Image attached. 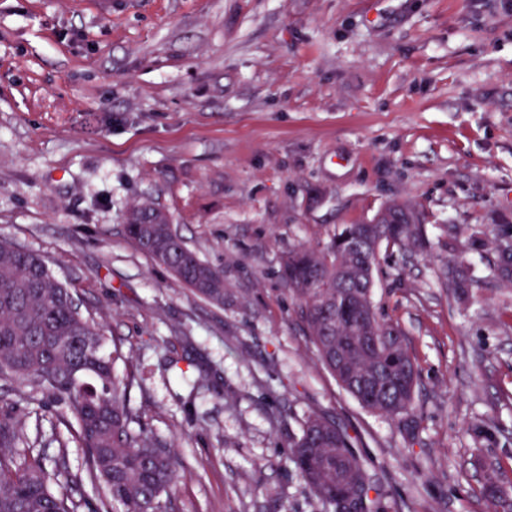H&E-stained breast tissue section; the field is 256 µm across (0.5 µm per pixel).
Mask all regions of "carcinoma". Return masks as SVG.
<instances>
[{
    "label": "carcinoma",
    "instance_id": "cac0c4a2",
    "mask_svg": "<svg viewBox=\"0 0 512 512\" xmlns=\"http://www.w3.org/2000/svg\"><path fill=\"white\" fill-rule=\"evenodd\" d=\"M389 223L374 235L348 224L322 247L297 245L282 258L279 274L298 300L321 365L363 408L391 419L413 414L418 372L401 327L378 314L372 287L380 249L424 251L422 224L409 206L383 208ZM487 239L480 225L466 226L467 249L492 246L495 278L512 288V224L494 225ZM126 233L141 251L167 267L196 295L224 304V274L199 258L153 203L134 206ZM441 283L456 297H469L474 279L466 249L448 241ZM94 321L82 316L74 295L39 255L0 239V382L20 399L65 408L69 435L85 449L91 480L104 485L112 512H168L179 457L149 438L128 405L126 387L115 374L118 347L108 351ZM30 447L18 403L0 407V512H78L63 457L51 462ZM288 459L333 512H367L366 471L349 436L311 412L301 433L288 440ZM497 469L482 486L490 512H512Z\"/></svg>",
    "mask_w": 512,
    "mask_h": 512
}]
</instances>
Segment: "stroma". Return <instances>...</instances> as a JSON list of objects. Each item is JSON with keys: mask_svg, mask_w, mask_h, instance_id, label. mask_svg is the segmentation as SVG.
<instances>
[{"mask_svg": "<svg viewBox=\"0 0 512 512\" xmlns=\"http://www.w3.org/2000/svg\"><path fill=\"white\" fill-rule=\"evenodd\" d=\"M145 201L223 270V305L127 239ZM393 201L430 243L381 251L374 288L419 373L401 423L318 363L277 275ZM473 224H512V0H0V238L120 345L130 407L181 459L170 512H331L288 461L311 411L348 434L380 512H488L476 459L512 483V288L487 249L467 303L434 274ZM20 410L79 512L106 499L60 408Z\"/></svg>", "mask_w": 512, "mask_h": 512, "instance_id": "35a3bbf8", "label": "stroma"}]
</instances>
